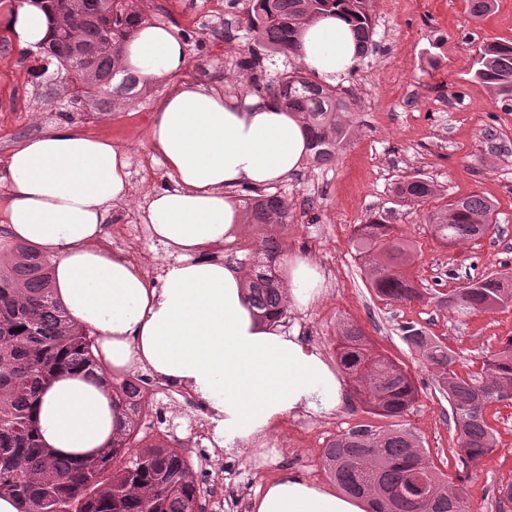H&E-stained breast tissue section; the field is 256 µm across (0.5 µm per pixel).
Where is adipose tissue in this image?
<instances>
[{"label":"adipose tissue","instance_id":"obj_1","mask_svg":"<svg viewBox=\"0 0 512 512\" xmlns=\"http://www.w3.org/2000/svg\"><path fill=\"white\" fill-rule=\"evenodd\" d=\"M21 48L47 43L52 29L37 7L5 20ZM301 62L333 84L357 65L349 22L324 15L300 33ZM145 80L179 77L152 128L151 146L171 187L152 191L145 222L170 256L158 283L138 265L97 248L107 215L128 194V154L73 125L20 141L0 166V227L11 241L53 254L55 293L69 315L96 333L95 377L60 373L34 416L54 453L93 456L119 426L103 379L142 369L187 389L213 413L226 450L266 434L283 417L320 413L341 402V384L322 355L254 316L245 273L222 247L242 232L240 186H269L297 172L308 140L300 119L278 101L182 81L185 44L165 26L142 28L124 51ZM288 303L319 299L324 278L310 259L282 260ZM367 500L281 474L254 497L252 512H367Z\"/></svg>","mask_w":512,"mask_h":512}]
</instances>
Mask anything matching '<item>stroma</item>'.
<instances>
[{
  "label": "stroma",
  "mask_w": 512,
  "mask_h": 512,
  "mask_svg": "<svg viewBox=\"0 0 512 512\" xmlns=\"http://www.w3.org/2000/svg\"><path fill=\"white\" fill-rule=\"evenodd\" d=\"M247 0H150L155 22L176 27L185 38L189 64L184 80L219 87L229 94L251 93L250 72L238 62L247 53L241 38L225 41V21L239 22ZM376 44L356 69L336 84L351 105L352 134L334 161L303 163L276 185L290 204L284 233L287 255L311 258L325 281L321 297L305 310L288 309L286 334L317 350L337 366L336 344L344 324L359 326L375 347L404 364L419 399L402 420L428 452L439 474L466 486L470 512H512L499 504V486L512 483V401L490 405L486 419L497 446L479 467L466 470L454 448L448 400L435 388L433 371L402 340L399 327L415 322L458 356L456 368L480 370L484 356L512 336V306L490 313L448 308L437 300L467 277L512 272V111L488 85L473 77L484 42L512 41V0H495L493 10L474 15L468 0H373ZM20 48L0 54V164L20 139L59 123L111 138L129 154L130 197L114 206L105 236L133 250L136 262L156 281L169 256L144 222L149 192L168 187L164 168L153 161L151 128L162 99L175 82L150 85L141 98L108 112L64 111L65 95L46 96L28 74ZM429 180L435 195L406 205L395 190L405 179ZM479 193L495 203L498 233L446 249L434 240L428 211ZM415 247L409 275L430 298L389 305L368 285L352 248L354 225L373 213ZM367 415L343 388L337 409L301 411L284 417L265 438L228 453L216 444L195 449L190 458L203 482L223 476L227 485L254 494L283 472L324 486L333 481L322 463L326 444Z\"/></svg>",
  "instance_id": "35a3bbf8"
}]
</instances>
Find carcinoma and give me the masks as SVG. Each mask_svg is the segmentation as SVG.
Here are the masks:
<instances>
[{"instance_id": "obj_1", "label": "carcinoma", "mask_w": 512, "mask_h": 512, "mask_svg": "<svg viewBox=\"0 0 512 512\" xmlns=\"http://www.w3.org/2000/svg\"><path fill=\"white\" fill-rule=\"evenodd\" d=\"M49 14L54 35L46 47L38 75L73 67L77 91L66 101L76 111L96 112L143 95L139 76L122 62L123 46L138 27L149 23L142 9L146 0H40ZM244 31L252 40L240 66L263 68L265 56L277 53L300 58L301 27L328 12L345 16L353 27L357 55L373 44L375 27L370 0H250ZM477 80L512 102V42L488 41L474 62ZM275 93L291 112L299 114L309 138L311 159L332 162L349 136L345 101L336 88L309 77L302 68L285 71L268 83H255ZM397 196L422 204L434 187L421 177L400 184ZM494 204L479 194L448 202L428 215L432 235L448 248L486 235ZM249 224L288 228V199L258 194L245 201ZM353 242L364 273L376 296L388 305L421 301L426 292L407 276L412 246L397 227L371 215L354 225ZM235 263L249 270L247 292L265 319L283 317L287 288L273 263L283 252L280 240L263 237L255 251L235 248ZM55 260L34 247L0 243V497L17 500L22 512H206L203 487L193 462L180 452L183 443L165 426L163 437L152 438L140 421L142 404L129 393L128 379L109 382L112 405L124 426L96 457L75 462L53 456L41 443L32 406L59 373H80L97 367L93 330L73 321L56 299ZM462 311L493 312L512 304V275L491 273L469 278L442 298ZM22 331H16V328ZM402 339L434 372L438 391L448 397L454 429L455 454L469 469L493 454L494 429L485 409L512 399V336L482 361L481 371L463 376L452 349L426 335L415 322L401 326ZM336 358L364 411L391 421L384 428L360 422L337 435L323 450V464L346 493L366 498L372 512H469L466 491L439 476L418 437L396 421L409 413L419 397L412 375L390 356L371 348V340L353 323L344 325ZM137 452H131V449ZM426 471L429 496L422 503L407 492L412 474Z\"/></svg>"}]
</instances>
